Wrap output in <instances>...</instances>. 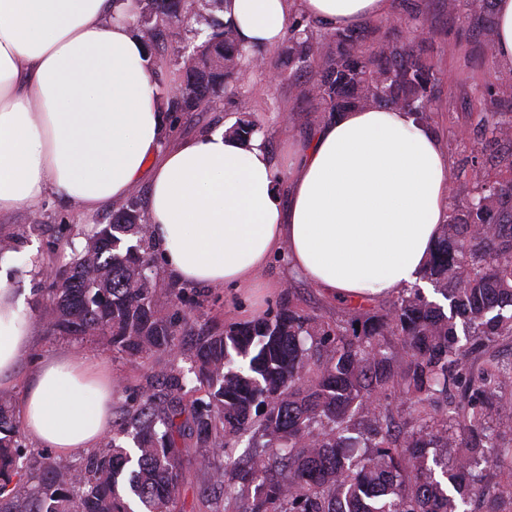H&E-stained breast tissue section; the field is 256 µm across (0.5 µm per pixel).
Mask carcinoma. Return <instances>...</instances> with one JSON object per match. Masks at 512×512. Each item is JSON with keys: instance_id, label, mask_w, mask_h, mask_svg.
I'll use <instances>...</instances> for the list:
<instances>
[{"instance_id": "cac0c4a2", "label": "carcinoma", "mask_w": 512, "mask_h": 512, "mask_svg": "<svg viewBox=\"0 0 512 512\" xmlns=\"http://www.w3.org/2000/svg\"><path fill=\"white\" fill-rule=\"evenodd\" d=\"M136 22L152 42L178 16L202 18L208 33L190 46L195 65L178 96L159 88L171 112H192L224 97L249 112L245 72L254 60L270 70L267 51L240 43L233 25L210 16L223 0H136ZM469 16L491 45L489 0H466ZM379 27L327 30L294 17L286 39L292 86L323 111L383 105L431 119L435 75L425 41L376 38ZM512 84L496 73L481 95L494 99ZM490 141L509 148L494 159L512 169V119L483 116ZM262 132L252 118L228 128L248 142ZM474 190L448 213L424 279L449 301L450 314L419 288L355 308L347 324L321 322L280 306L250 322L203 336L195 347L194 380L205 397L183 403L187 379L168 373L161 393L127 399L125 417L104 448L80 464L49 459L36 491L17 512H174L188 449L176 437L194 434L211 455L197 462L201 492H224V512H469L468 499H489V512L512 501L493 481L512 469V442L499 441V408L512 389V361L488 348L512 336V179L490 180L472 160ZM138 244L123 246L122 236ZM151 235L131 198L99 229L71 266L57 271L45 310L52 332L93 331L138 356L169 353L189 318L157 305L146 270ZM462 320L459 337L456 319ZM10 399L0 395V494L24 449ZM136 440V465L120 437ZM254 449L235 457L243 436ZM450 460L430 454L456 441Z\"/></svg>"}]
</instances>
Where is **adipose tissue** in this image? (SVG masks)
<instances>
[{
	"label": "adipose tissue",
	"mask_w": 512,
	"mask_h": 512,
	"mask_svg": "<svg viewBox=\"0 0 512 512\" xmlns=\"http://www.w3.org/2000/svg\"><path fill=\"white\" fill-rule=\"evenodd\" d=\"M393 0H225L241 43L279 46L294 13L328 29L387 19ZM131 0H0V214L46 195L92 212L148 181L166 272L249 290L301 277L349 301L422 284L448 211L451 161L431 126L393 107L324 120L280 172L262 140L224 127L161 148L156 70ZM287 276L263 279L275 258ZM0 253V386L31 351L25 297ZM26 434L67 455L112 430V375L92 355L42 358L20 406Z\"/></svg>",
	"instance_id": "ef3b65f1"
}]
</instances>
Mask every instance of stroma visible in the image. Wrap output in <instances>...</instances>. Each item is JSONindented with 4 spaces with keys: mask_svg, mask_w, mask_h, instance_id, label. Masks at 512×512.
Instances as JSON below:
<instances>
[{
    "mask_svg": "<svg viewBox=\"0 0 512 512\" xmlns=\"http://www.w3.org/2000/svg\"><path fill=\"white\" fill-rule=\"evenodd\" d=\"M428 30L427 56L437 76L432 106V124L440 133L452 159L453 178L449 185V203H464L472 189L467 171L473 154H491V146L477 135L475 116L465 109L466 101L478 98L479 90L499 66L484 48L485 38L474 23L450 18L442 0H426L423 7ZM271 59L278 65L275 83L255 78L251 101L267 131L269 147L280 167L288 165V141L306 142L323 119L318 103L297 99L288 75V57L274 51ZM239 112L226 102L204 106L193 112L179 113L169 129L167 141L192 137L223 122L237 121ZM115 207L86 213L77 205L48 196L31 208L0 214V240H11L18 259L13 285L24 292L26 311L31 317L36 338L28 357L14 371V381L7 387L12 415H19L30 375L37 360L54 351L67 350L73 355H93L111 370L113 378L130 391L146 394L157 391L166 372L189 371L196 338L181 333L176 340V355L149 358L130 356L113 347L96 333L71 336L51 334L42 314L52 299L50 284L41 275L43 266L68 268L76 250L84 248L99 228L110 224ZM291 302L298 310L333 322L346 318L349 307L330 298L302 278H293L286 289L275 292L244 294L227 288L188 287L184 290L183 309L198 325L213 326L216 331L234 322H245L269 308Z\"/></svg>",
    "mask_w": 512,
    "mask_h": 512,
    "instance_id": "stroma-1",
    "label": "stroma"
}]
</instances>
